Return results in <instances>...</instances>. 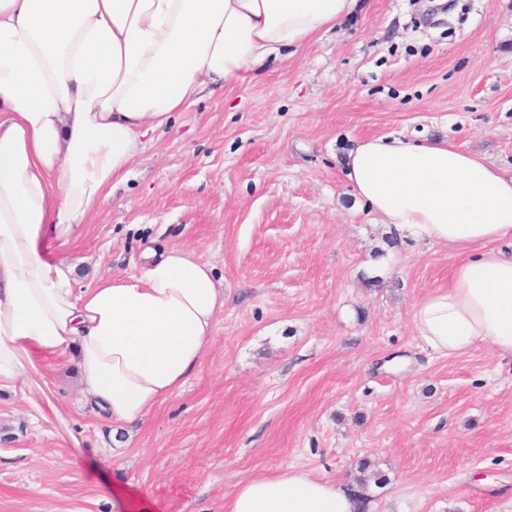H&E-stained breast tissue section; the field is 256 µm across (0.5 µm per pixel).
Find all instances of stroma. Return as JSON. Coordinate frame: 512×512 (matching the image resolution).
Returning a JSON list of instances; mask_svg holds the SVG:
<instances>
[{
	"label": "stroma",
	"mask_w": 512,
	"mask_h": 512,
	"mask_svg": "<svg viewBox=\"0 0 512 512\" xmlns=\"http://www.w3.org/2000/svg\"><path fill=\"white\" fill-rule=\"evenodd\" d=\"M358 0L302 52L154 133L57 255L79 287L178 245L224 286L185 387L113 434L75 363L0 386V512H224L256 475L367 479L372 512H512V359L432 351L455 262L350 191L364 138L445 140L512 172V0Z\"/></svg>",
	"instance_id": "35a3bbf8"
}]
</instances>
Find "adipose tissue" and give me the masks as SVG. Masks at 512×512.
Segmentation results:
<instances>
[{
	"label": "adipose tissue",
	"mask_w": 512,
	"mask_h": 512,
	"mask_svg": "<svg viewBox=\"0 0 512 512\" xmlns=\"http://www.w3.org/2000/svg\"><path fill=\"white\" fill-rule=\"evenodd\" d=\"M356 0H0V382L75 356L113 431L179 392L210 346L224 290L180 247L145 251L139 276L77 287L69 240L167 126L281 49L301 50ZM353 194L402 240L460 259L415 307L445 356L512 358V175L447 141L362 139ZM352 490L284 470L239 482L224 512H361Z\"/></svg>",
	"instance_id": "1"
}]
</instances>
